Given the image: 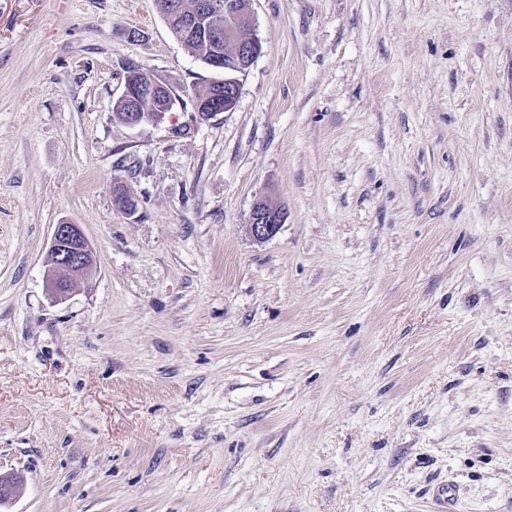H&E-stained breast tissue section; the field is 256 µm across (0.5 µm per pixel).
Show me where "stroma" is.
Returning <instances> with one entry per match:
<instances>
[{
	"instance_id": "35a3bbf8",
	"label": "stroma",
	"mask_w": 512,
	"mask_h": 512,
	"mask_svg": "<svg viewBox=\"0 0 512 512\" xmlns=\"http://www.w3.org/2000/svg\"><path fill=\"white\" fill-rule=\"evenodd\" d=\"M248 9L203 120L156 0H0V512H512V0ZM133 67L179 97L135 129ZM281 223V210L264 201H259L251 215L249 232L255 241L262 243L276 236ZM48 255V290L57 300H63L71 283L86 276L96 264L93 248L78 224H55Z\"/></svg>"
}]
</instances>
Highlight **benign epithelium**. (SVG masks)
Segmentation results:
<instances>
[{
  "label": "benign epithelium",
  "mask_w": 512,
  "mask_h": 512,
  "mask_svg": "<svg viewBox=\"0 0 512 512\" xmlns=\"http://www.w3.org/2000/svg\"><path fill=\"white\" fill-rule=\"evenodd\" d=\"M243 0H198L192 14H185L182 0H170L167 3L164 17L183 18L185 34H194L202 39L233 48V57L245 67H250L260 52V43L250 13L242 6ZM210 66L216 71L224 72V78L215 82L219 93L204 106L198 107V116L207 119L217 112L232 110L238 101L240 91L230 95L220 93L224 86H240L237 72L224 67V54L217 53L211 57ZM150 73L139 69L130 72L124 84V90L118 102L126 106L124 124L137 128L147 123H158L163 117L162 112H141L137 101L146 91L162 89ZM282 223L281 210L264 201L256 203L249 224L252 238L265 242L276 236ZM50 269L48 286L51 295L62 300L70 291L71 283L86 276L95 266L96 258L91 244L86 238L81 225L63 223L54 227L49 248ZM24 479L19 474H0V495L14 500L22 492Z\"/></svg>",
  "instance_id": "obj_1"
}]
</instances>
